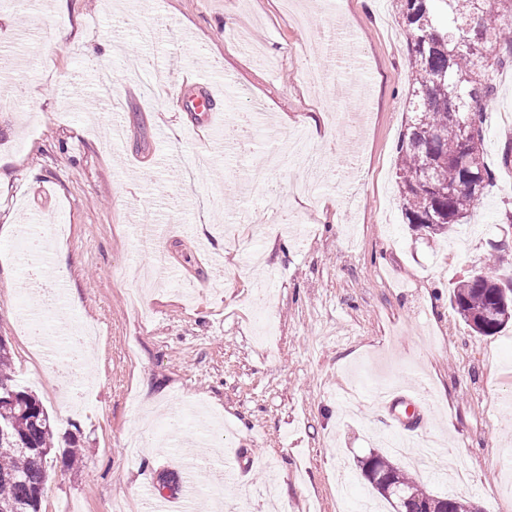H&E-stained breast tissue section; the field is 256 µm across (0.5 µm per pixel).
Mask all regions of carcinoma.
Segmentation results:
<instances>
[{
	"instance_id": "carcinoma-1",
	"label": "carcinoma",
	"mask_w": 512,
	"mask_h": 512,
	"mask_svg": "<svg viewBox=\"0 0 512 512\" xmlns=\"http://www.w3.org/2000/svg\"><path fill=\"white\" fill-rule=\"evenodd\" d=\"M512 15V0H392L407 34L411 71L410 117L399 144L397 186L407 224L438 235L463 223L477 205L492 172L484 158L485 107L495 94L494 74L512 63V26L497 23L489 9ZM498 48L491 56L486 45ZM457 313L475 332L500 333L504 318L499 284L486 273L454 289ZM12 353L0 340V504L16 512L42 507L53 426L42 402L15 382ZM359 468L393 512L400 499L417 512H470L465 499L440 497L420 488L389 458L371 452ZM389 482L399 495L387 494Z\"/></svg>"
}]
</instances>
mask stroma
<instances>
[{"label":"stroma","instance_id":"obj_1","mask_svg":"<svg viewBox=\"0 0 512 512\" xmlns=\"http://www.w3.org/2000/svg\"><path fill=\"white\" fill-rule=\"evenodd\" d=\"M306 11L308 31L296 25ZM352 33L356 65L334 60L320 39ZM123 42L145 61L140 94L124 62L103 50ZM330 66L316 102L305 67ZM406 35L391 0H337L332 12L296 0H0V224H28L56 244L40 262L66 259L70 278L45 324L54 336L81 321L102 330L81 368V407L60 398L43 362H31L19 323L40 299L25 273L37 260L17 238L0 244V336L14 378L48 411L55 446L80 448L73 469L53 463L42 512H110L122 493L160 489L192 463L201 477L225 471V499L258 512L274 486L287 512H356L367 493L357 461L383 447L373 385L359 407L343 400L361 367L384 364L394 384L422 386V437L443 440L473 475L448 489L437 471L415 474L425 490L455 493L512 512V328L482 336L457 314L452 291L483 272L512 286V64L495 75L484 124L493 181L468 220L448 235L408 228L395 167L407 122ZM110 70L128 134L112 135L109 100L96 75ZM209 85L223 97L209 127L155 84ZM367 123H336L337 90ZM264 105L250 149L222 148L224 128L250 99ZM325 146L337 179L303 190L304 175L279 164L290 135ZM205 157L184 179L177 161ZM288 201L292 231L278 229L261 190L244 194L255 159ZM155 224V252L134 226ZM149 390L164 413L192 402L224 419L220 452L160 442L131 395ZM141 443L128 456L127 441Z\"/></svg>","mask_w":512,"mask_h":512}]
</instances>
